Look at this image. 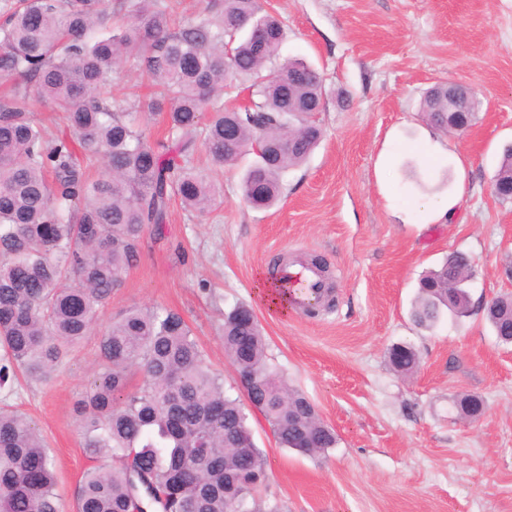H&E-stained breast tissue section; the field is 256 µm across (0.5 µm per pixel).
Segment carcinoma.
<instances>
[{
  "label": "carcinoma",
  "instance_id": "carcinoma-1",
  "mask_svg": "<svg viewBox=\"0 0 512 512\" xmlns=\"http://www.w3.org/2000/svg\"><path fill=\"white\" fill-rule=\"evenodd\" d=\"M123 24L97 31L115 16ZM170 6L156 0H4L0 6V76L21 80L0 100V386L21 370L51 377L64 353L95 327L98 316L136 262L146 230L162 237L172 201L203 213L215 203L211 175L193 163L201 146L224 168L248 154L242 199L276 204L282 176L303 165L323 136L313 114L323 101L320 74L305 60L280 59L285 29L259 0H222L195 22L171 28ZM132 62L151 87L147 107L164 114L168 136L151 144L137 112L103 95L112 72ZM250 82L249 105L221 99ZM63 113L53 132L31 110L29 88ZM482 100L470 90L448 111V87L425 93L420 109L446 133L479 119ZM97 163L106 172L89 178ZM512 200V147L492 181ZM471 260L452 252L419 281L412 319L432 328L449 313H470L462 286ZM486 318L501 342L512 336V294L494 298ZM224 350L251 379L250 395L279 444L307 456L336 447L334 431L314 404L268 363L254 310L224 316ZM248 345L245 357L239 349ZM102 373L78 406L85 454L113 465L87 469L77 512H279L257 501L251 484L265 461L253 441L244 404L224 392V377L206 364L183 317L166 308H130L99 338ZM395 370L410 374L417 352L396 346ZM142 385L128 394L131 368ZM474 418L483 401L460 397ZM42 464L32 482V462ZM0 512H59L45 440L23 412L0 407Z\"/></svg>",
  "mask_w": 512,
  "mask_h": 512
}]
</instances>
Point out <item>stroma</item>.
I'll use <instances>...</instances> for the list:
<instances>
[{
	"label": "stroma",
	"mask_w": 512,
	"mask_h": 512,
	"mask_svg": "<svg viewBox=\"0 0 512 512\" xmlns=\"http://www.w3.org/2000/svg\"><path fill=\"white\" fill-rule=\"evenodd\" d=\"M287 30L285 58L302 57L323 77L324 137L308 161L282 178L283 196L256 210L241 199L243 164L214 169L217 204L204 215L173 205L165 237L144 234L92 333L70 348L48 380L19 379L0 402L28 414L48 444L61 512H76L89 467L77 406L97 375L99 337L133 307L179 312L224 389L243 397L224 351V314L251 305L267 357L314 403L337 438L324 455L282 448L250 415L267 479L256 497L281 512H512V345L498 342L483 305L512 292V201L492 180L512 143V0H262ZM441 82L475 88L478 122L447 134L423 117L424 92ZM115 98L141 106L149 142L162 115L143 109L130 64L112 74ZM452 202L449 219L435 206ZM471 259L473 310L433 328L410 317L421 274L453 251ZM323 256L334 305L312 318L271 312L256 276L280 258ZM413 346L417 372L390 364ZM483 399L481 416L456 402Z\"/></svg>",
	"instance_id": "stroma-1"
}]
</instances>
